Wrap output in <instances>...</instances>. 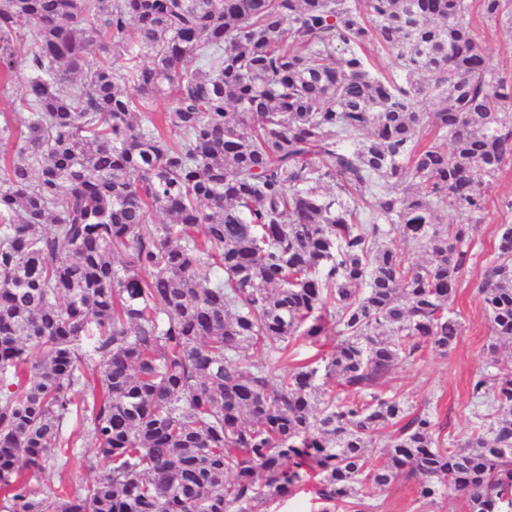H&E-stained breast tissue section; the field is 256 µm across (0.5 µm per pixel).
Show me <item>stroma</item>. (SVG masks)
<instances>
[{"label": "stroma", "mask_w": 512, "mask_h": 512, "mask_svg": "<svg viewBox=\"0 0 512 512\" xmlns=\"http://www.w3.org/2000/svg\"><path fill=\"white\" fill-rule=\"evenodd\" d=\"M483 191L489 206L472 218V253L467 258L454 304L462 324L456 344L445 352L424 350L414 360L396 365L383 386L385 393L401 399L413 410L433 411L438 419L436 436L455 444L466 438L476 410L469 384L489 357L491 337L478 285L484 270L483 259L496 239L500 212L505 203L512 201V162L486 180ZM70 453L73 461L66 470L49 468L42 472L43 484L85 486L106 467L90 438H77ZM366 498L373 504V512H468L465 499L453 493L431 502L419 499L416 479L407 476L385 489L367 490Z\"/></svg>", "instance_id": "obj_1"}]
</instances>
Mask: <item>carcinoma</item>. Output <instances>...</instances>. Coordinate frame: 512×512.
<instances>
[{"instance_id":"obj_1","label":"carcinoma","mask_w":512,"mask_h":512,"mask_svg":"<svg viewBox=\"0 0 512 512\" xmlns=\"http://www.w3.org/2000/svg\"><path fill=\"white\" fill-rule=\"evenodd\" d=\"M476 15L512 29V0H0V88L26 70L24 120L0 121L3 512H268L308 477L318 512H369L363 488L407 474L423 499L512 512V359L475 375L490 412L452 448L382 390L460 336L470 218L512 161V71ZM448 205L461 219L437 223ZM391 224L424 262L374 248ZM484 267L494 349L512 344L506 218ZM331 321L315 365L274 381L248 359ZM90 363L99 393L78 401ZM74 422L109 467L40 484Z\"/></svg>"}]
</instances>
